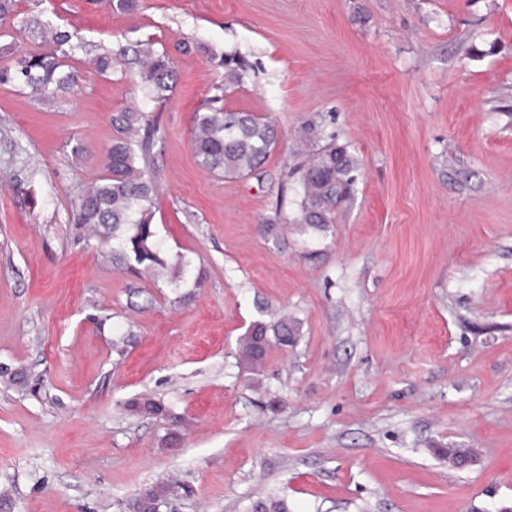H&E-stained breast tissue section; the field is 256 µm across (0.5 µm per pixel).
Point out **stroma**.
<instances>
[{"mask_svg":"<svg viewBox=\"0 0 512 512\" xmlns=\"http://www.w3.org/2000/svg\"><path fill=\"white\" fill-rule=\"evenodd\" d=\"M34 15L82 47L53 98L0 83V364L26 376L0 381V512H120L167 482L191 490L168 512L512 507V0H16V52ZM145 40L176 73L160 102ZM228 53L249 70L225 110L279 134L246 178L191 144ZM124 108L157 128V280L69 219ZM309 127L360 166L320 232L293 222ZM282 313L296 343L245 373L240 338Z\"/></svg>","mask_w":512,"mask_h":512,"instance_id":"obj_1","label":"stroma"}]
</instances>
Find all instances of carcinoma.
<instances>
[{"instance_id": "obj_1", "label": "carcinoma", "mask_w": 512, "mask_h": 512, "mask_svg": "<svg viewBox=\"0 0 512 512\" xmlns=\"http://www.w3.org/2000/svg\"><path fill=\"white\" fill-rule=\"evenodd\" d=\"M27 27L39 32L37 49L15 58L13 65L0 72V81L12 79L41 97H49L75 83V74L63 70V60L81 47L73 34L44 25L37 17ZM143 60L141 82L146 95L161 101L168 96L175 71L151 42L138 45ZM246 64L235 54L224 55V83L203 111L195 116L192 149L198 164L211 174L247 177L262 166L275 148L273 124L251 112H227L224 96L244 83ZM116 135L106 151L105 175L87 187L72 210L70 221L92 226L112 252V263L137 276L148 272L160 276L167 267L161 241L152 224V204L156 181L148 172L157 129L144 112L125 110L112 116ZM357 160L335 137L319 147L310 162L298 170L302 187L295 223L322 230L334 223L336 209L353 200L357 180ZM298 328L282 318L274 323L255 322L240 343V354L250 370H260L271 342L288 346ZM178 488L168 484L151 486L131 498L127 512H157Z\"/></svg>"}]
</instances>
